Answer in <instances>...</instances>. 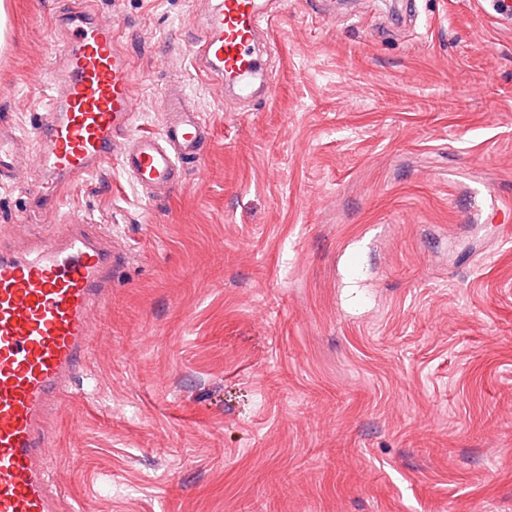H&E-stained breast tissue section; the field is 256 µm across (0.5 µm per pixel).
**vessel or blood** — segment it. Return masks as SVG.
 <instances>
[{
    "label": "vessel or blood",
    "mask_w": 512,
    "mask_h": 512,
    "mask_svg": "<svg viewBox=\"0 0 512 512\" xmlns=\"http://www.w3.org/2000/svg\"><path fill=\"white\" fill-rule=\"evenodd\" d=\"M94 11L95 0H62L57 88L29 126L0 121V186L16 184L18 150L30 145L56 178L54 203L114 166L148 197L168 196L183 163H201L210 128L181 85L165 90L160 131L138 130L129 59L114 25ZM271 23L258 0H216L191 43L199 76L248 93L262 70L253 44ZM112 240L111 225L79 219L33 239L31 255L0 246V512H59L46 461L50 422L88 354L90 316L126 258Z\"/></svg>",
    "instance_id": "1"
}]
</instances>
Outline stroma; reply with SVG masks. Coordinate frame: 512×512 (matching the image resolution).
<instances>
[{
    "mask_svg": "<svg viewBox=\"0 0 512 512\" xmlns=\"http://www.w3.org/2000/svg\"><path fill=\"white\" fill-rule=\"evenodd\" d=\"M0 118L51 86L59 0H8ZM208 0H96L139 128L184 82L212 139L79 212L127 259L51 425L63 512H512V24L491 0H265L263 89L200 79ZM0 188V244L59 229ZM359 247V278L344 251Z\"/></svg>",
    "mask_w": 512,
    "mask_h": 512,
    "instance_id": "35a3bbf8",
    "label": "stroma"
}]
</instances>
